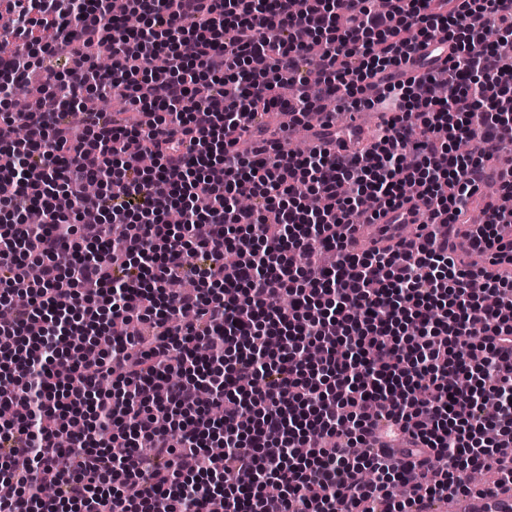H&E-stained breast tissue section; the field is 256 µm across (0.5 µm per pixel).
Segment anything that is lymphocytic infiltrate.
Wrapping results in <instances>:
<instances>
[{
    "label": "lymphocytic infiltrate",
    "instance_id": "f902f5d3",
    "mask_svg": "<svg viewBox=\"0 0 512 512\" xmlns=\"http://www.w3.org/2000/svg\"><path fill=\"white\" fill-rule=\"evenodd\" d=\"M372 2L127 0L133 29L112 0H0V128H27L0 138V512H414L474 469L512 491V278L460 267L435 230L512 254L494 231L512 208L460 227L512 154V0ZM436 39L453 54L430 98L432 75L395 70ZM116 90L134 120L90 107ZM328 101L395 114L359 157L238 150L259 114L297 124ZM91 181L123 192L103 205ZM413 197L429 217L411 250L350 248L357 221ZM188 274L198 288L167 292Z\"/></svg>",
    "mask_w": 512,
    "mask_h": 512
}]
</instances>
